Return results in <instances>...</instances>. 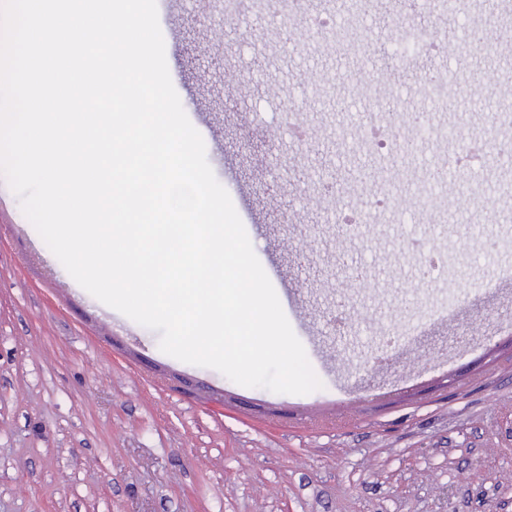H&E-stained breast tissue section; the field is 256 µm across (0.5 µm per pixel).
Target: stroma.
Masks as SVG:
<instances>
[{"instance_id":"1","label":"stroma","mask_w":512,"mask_h":512,"mask_svg":"<svg viewBox=\"0 0 512 512\" xmlns=\"http://www.w3.org/2000/svg\"><path fill=\"white\" fill-rule=\"evenodd\" d=\"M157 8L180 32L165 53L183 109L215 129L207 161L323 387L247 388L163 353L71 277L0 176V512H512V210L336 221L390 163L396 195L452 152L512 182V128L485 110L512 82L454 80L512 61V40L442 66L425 47L462 19L421 18L398 73L418 146L373 153L346 79L380 78L399 0L362 24L376 52L348 56L331 33L284 39L299 14L262 0L233 21Z\"/></svg>"}]
</instances>
